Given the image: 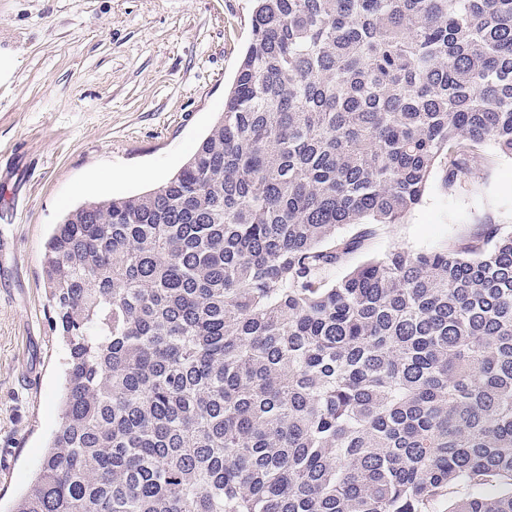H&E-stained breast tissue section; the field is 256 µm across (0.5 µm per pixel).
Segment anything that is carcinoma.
<instances>
[{"mask_svg": "<svg viewBox=\"0 0 512 512\" xmlns=\"http://www.w3.org/2000/svg\"><path fill=\"white\" fill-rule=\"evenodd\" d=\"M488 144L512 0H252L194 153L50 233L61 420L12 512H512V230L335 276Z\"/></svg>", "mask_w": 512, "mask_h": 512, "instance_id": "cac0c4a2", "label": "carcinoma"}]
</instances>
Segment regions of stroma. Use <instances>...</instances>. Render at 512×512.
<instances>
[{"instance_id":"35a3bbf8","label":"stroma","mask_w":512,"mask_h":512,"mask_svg":"<svg viewBox=\"0 0 512 512\" xmlns=\"http://www.w3.org/2000/svg\"><path fill=\"white\" fill-rule=\"evenodd\" d=\"M250 17L251 0H0V202L18 212L0 222L17 249L0 266V512L60 422L66 346L43 288L54 225L172 176L224 108ZM489 224L512 228V159L490 146L455 190L434 173L421 203L336 273L395 246L457 247Z\"/></svg>"}]
</instances>
